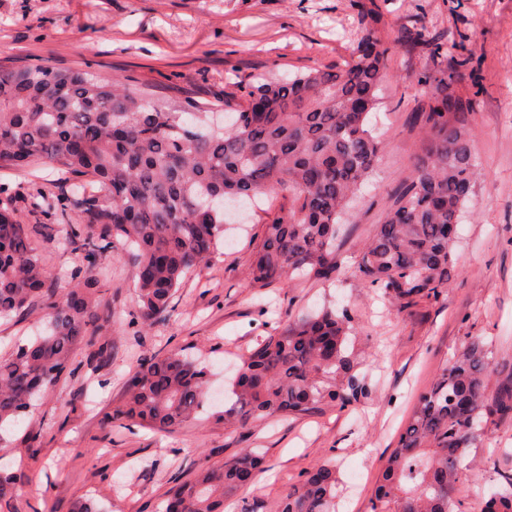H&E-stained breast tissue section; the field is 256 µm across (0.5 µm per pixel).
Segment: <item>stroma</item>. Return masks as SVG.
Returning a JSON list of instances; mask_svg holds the SVG:
<instances>
[{
  "mask_svg": "<svg viewBox=\"0 0 512 512\" xmlns=\"http://www.w3.org/2000/svg\"><path fill=\"white\" fill-rule=\"evenodd\" d=\"M377 14L397 43L390 77L379 92L372 123L384 137L381 162L364 185L345 225L344 273L333 285L286 280L250 287L247 267L275 205L246 210L227 225L211 259L183 279L166 319L135 322L137 259L110 251L99 282L102 341L77 346L74 370L42 395L0 444V469H21L18 512H75L90 497L101 512H156L175 483L218 465L243 449H258L264 470L230 496L232 512H272L314 464L335 463L339 512H370L375 481L397 445L418 396L473 340L512 363V0H0V64L39 61L56 69L95 63L102 77H129L156 98L214 100L227 93L225 76L250 77L270 68L294 75L349 60L362 34L361 10ZM424 26L444 37L468 35L481 61L479 111L460 113L474 133L481 177L458 226L455 267L438 297L405 306L367 287L356 260L375 224L394 205L423 149L426 99L417 84L427 58L407 39ZM50 285L71 287L81 263L45 217L23 211ZM325 306L347 308L351 347L366 391L341 409L320 405L245 429L224 425L229 381L241 357L288 318ZM46 317L32 306L0 319V357L28 343ZM180 352L208 373L211 398L189 424L169 432L115 426L105 417L126 394L145 358ZM37 442H28L29 433ZM461 512H478L498 470L512 469V422L498 425L465 461Z\"/></svg>",
  "mask_w": 512,
  "mask_h": 512,
  "instance_id": "obj_1",
  "label": "stroma"
}]
</instances>
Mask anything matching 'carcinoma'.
Masks as SVG:
<instances>
[{"label": "carcinoma", "instance_id": "obj_1", "mask_svg": "<svg viewBox=\"0 0 512 512\" xmlns=\"http://www.w3.org/2000/svg\"><path fill=\"white\" fill-rule=\"evenodd\" d=\"M413 41L433 65L418 78L428 100L426 150L357 263L367 286L406 305L437 296L448 283L461 212L480 177L471 129L448 118L460 107L455 77L478 71L466 36L447 43L420 26ZM394 48L367 18L351 58L335 69L235 78L222 123L209 103L152 99L129 79H100L91 66H1L0 173L49 164L74 182L70 193L35 189L30 198L82 254L83 266L70 272L67 295L47 287L17 207L23 195L0 183V318L38 302L49 323L43 335L0 359V430L55 386L76 345L96 342L105 317L83 273L104 275L111 248L133 251L139 269L150 272L138 276L136 296L139 319L151 324L169 313L183 278L214 252L232 212L271 192L279 205L253 252L249 286L294 275L333 280L346 208L382 152L368 121ZM351 335L348 310L330 307L268 334L241 361L224 423L246 427L321 402L350 405L363 393ZM491 360L482 341L470 342L418 397L378 479L371 512H459L466 452L479 447L490 426L512 420V368L494 379ZM208 393L207 372L190 357L156 354L131 377L110 419L171 430L192 420ZM260 468L261 456L245 448L175 484L159 512H224L226 497ZM20 480V473L0 470V512H16ZM337 486L336 467L319 463L274 512H336ZM480 512H512L511 472L500 474Z\"/></svg>", "mask_w": 512, "mask_h": 512}]
</instances>
